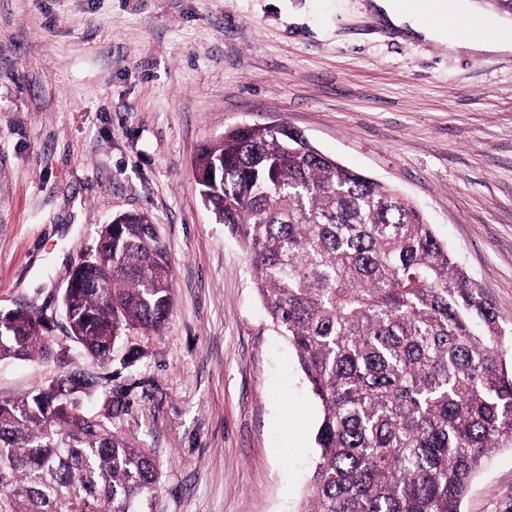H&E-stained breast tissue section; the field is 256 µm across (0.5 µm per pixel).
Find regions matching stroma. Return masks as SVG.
Wrapping results in <instances>:
<instances>
[{
  "instance_id": "obj_1",
  "label": "stroma",
  "mask_w": 512,
  "mask_h": 512,
  "mask_svg": "<svg viewBox=\"0 0 512 512\" xmlns=\"http://www.w3.org/2000/svg\"><path fill=\"white\" fill-rule=\"evenodd\" d=\"M287 125L415 204L512 332V43L451 45L372 0H0V311L40 312L55 356L0 363V398L70 371L88 414L145 449L153 512H301L322 408L194 161L225 131ZM148 214L173 310L110 363L62 295L101 225ZM461 512H512V448Z\"/></svg>"
}]
</instances>
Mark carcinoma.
<instances>
[{"label":"carcinoma","mask_w":512,"mask_h":512,"mask_svg":"<svg viewBox=\"0 0 512 512\" xmlns=\"http://www.w3.org/2000/svg\"><path fill=\"white\" fill-rule=\"evenodd\" d=\"M200 196L246 245L266 312L323 416L301 512H460L495 448L512 444V337L419 210L288 127L244 125L196 159ZM70 338L112 361L122 330L173 306L167 249L142 213L73 271ZM42 317L0 326V361L51 350ZM73 372L0 400V512H149L151 457L88 416Z\"/></svg>","instance_id":"cac0c4a2"}]
</instances>
